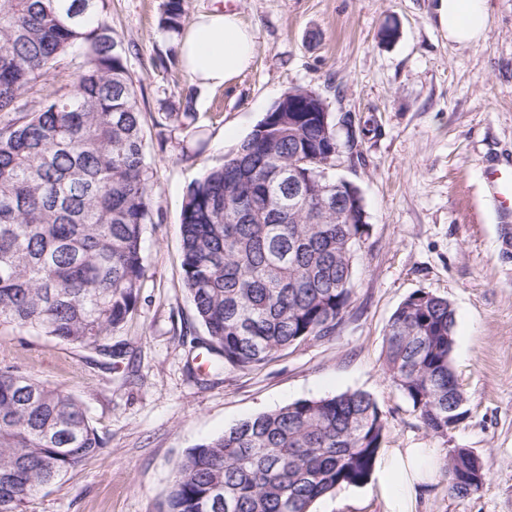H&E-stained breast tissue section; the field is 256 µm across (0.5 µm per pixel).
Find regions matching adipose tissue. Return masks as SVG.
Instances as JSON below:
<instances>
[{"label":"adipose tissue","mask_w":512,"mask_h":512,"mask_svg":"<svg viewBox=\"0 0 512 512\" xmlns=\"http://www.w3.org/2000/svg\"><path fill=\"white\" fill-rule=\"evenodd\" d=\"M438 19L449 41L470 44L484 39L489 28L486 0H438ZM179 53L190 78L202 86L218 87L252 64L255 35L237 13L220 8L199 14L180 33ZM432 448H392L375 468L376 489L386 512H413L415 497L434 470Z\"/></svg>","instance_id":"obj_1"}]
</instances>
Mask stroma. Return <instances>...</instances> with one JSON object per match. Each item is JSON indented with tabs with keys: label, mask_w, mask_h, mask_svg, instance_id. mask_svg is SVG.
<instances>
[{
	"label": "stroma",
	"mask_w": 512,
	"mask_h": 512,
	"mask_svg": "<svg viewBox=\"0 0 512 512\" xmlns=\"http://www.w3.org/2000/svg\"><path fill=\"white\" fill-rule=\"evenodd\" d=\"M164 0H110L108 21L129 46L137 80L156 221L142 238L140 299L114 342V370L52 339L0 327V365L21 366L84 403L104 448L31 499L25 512H158L172 469L204 440L299 399L369 394L383 411V449L467 448L484 462L482 488L448 494L441 478L415 512H512V251L483 181L512 158V0H486L485 40L449 41L435 0H183L184 21L220 6L256 38L251 67L230 83L194 84L183 65L162 68L170 46L158 26ZM393 25L397 37L380 32ZM294 86L314 88L354 132L337 177L358 186L369 235L334 336L301 344L251 371L208 370L195 345L206 330L184 288L181 204L188 187L236 150ZM191 99L199 121L159 140L167 106ZM417 291L455 312L453 367L465 418L439 437L383 369L396 307ZM312 512H384L374 482L319 499Z\"/></svg>",
	"instance_id": "35a3bbf8"
}]
</instances>
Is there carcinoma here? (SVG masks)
Returning <instances> with one entry per match:
<instances>
[{"mask_svg": "<svg viewBox=\"0 0 512 512\" xmlns=\"http://www.w3.org/2000/svg\"><path fill=\"white\" fill-rule=\"evenodd\" d=\"M106 8L107 0H0V326L114 366L127 351L112 335L142 288L153 171L126 46ZM183 16L182 0H166L159 26L177 36ZM61 73L66 82H49ZM316 95L288 89L183 198V280L215 370L256 369L331 336L350 304L369 224L327 205L334 160L349 144ZM164 119L189 126L198 116L187 105ZM329 158L325 181L307 177ZM242 200L259 219L241 222ZM454 346L445 297L414 292L388 320L385 374L440 437L465 414ZM385 427L378 404L357 390L260 413L184 454L163 512H311L318 499L368 482ZM102 447L81 401L0 366V512H23ZM439 471L457 496L478 492L486 477L467 448L446 454Z\"/></svg>", "mask_w": 512, "mask_h": 512, "instance_id": "obj_1", "label": "carcinoma"}]
</instances>
